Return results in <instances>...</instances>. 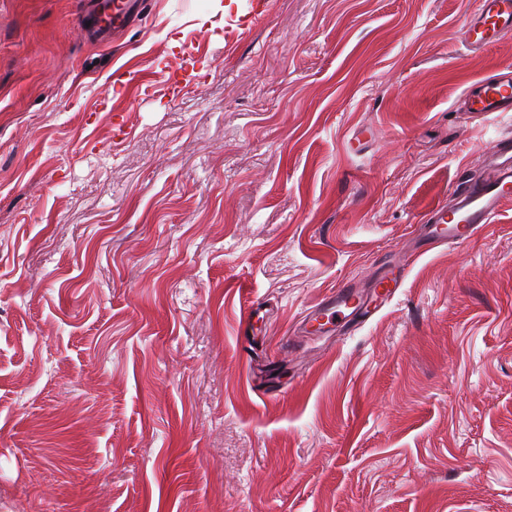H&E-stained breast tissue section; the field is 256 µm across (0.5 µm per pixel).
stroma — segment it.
<instances>
[{"mask_svg": "<svg viewBox=\"0 0 512 512\" xmlns=\"http://www.w3.org/2000/svg\"><path fill=\"white\" fill-rule=\"evenodd\" d=\"M473 7L0 0V512H512V201L408 260L512 136ZM462 108L484 118L512 112V66H503L491 77L468 86L463 93ZM403 279L394 266H387L376 284L374 285V294L377 299L390 301L394 297L398 288L402 287ZM329 305L335 308L336 321L340 319H361L360 323L365 324L377 313V305L371 307L359 296L345 290L336 289L328 297Z\"/></svg>", "mask_w": 512, "mask_h": 512, "instance_id": "35a3bbf8", "label": "stroma"}]
</instances>
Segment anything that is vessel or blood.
Here are the masks:
<instances>
[{"label": "vessel or blood", "mask_w": 512, "mask_h": 512, "mask_svg": "<svg viewBox=\"0 0 512 512\" xmlns=\"http://www.w3.org/2000/svg\"><path fill=\"white\" fill-rule=\"evenodd\" d=\"M464 36L472 50L488 48L512 36V0H474ZM462 107L483 117L512 112V66H503L491 77L468 86ZM482 168L479 181L454 191L453 205H437L423 216L424 239L415 249V256L424 255L434 245L474 238L494 222L501 205L512 199V141L502 140L497 152L484 158ZM402 283L396 268L387 266L374 286V294L377 299L392 300ZM328 303L340 319L367 322L376 313L369 303L342 288L330 294Z\"/></svg>", "instance_id": "vessel-or-blood-1"}]
</instances>
